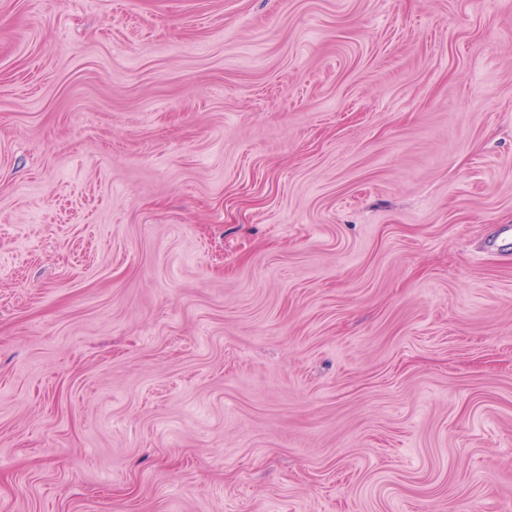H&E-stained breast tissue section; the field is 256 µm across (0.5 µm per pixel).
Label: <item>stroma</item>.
I'll use <instances>...</instances> for the list:
<instances>
[{"label":"stroma","mask_w":512,"mask_h":512,"mask_svg":"<svg viewBox=\"0 0 512 512\" xmlns=\"http://www.w3.org/2000/svg\"><path fill=\"white\" fill-rule=\"evenodd\" d=\"M512 0H0V512H512Z\"/></svg>","instance_id":"35a3bbf8"}]
</instances>
